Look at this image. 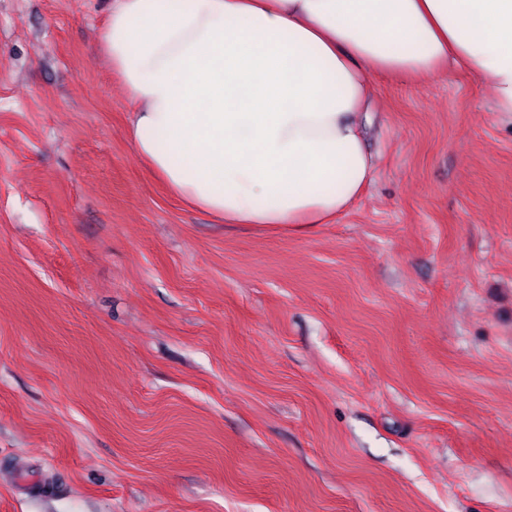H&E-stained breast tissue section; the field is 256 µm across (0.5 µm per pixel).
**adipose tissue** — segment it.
<instances>
[{"label": "adipose tissue", "instance_id": "1", "mask_svg": "<svg viewBox=\"0 0 512 512\" xmlns=\"http://www.w3.org/2000/svg\"><path fill=\"white\" fill-rule=\"evenodd\" d=\"M136 157L224 224H332L372 180L374 74L449 67L512 121V0H112Z\"/></svg>", "mask_w": 512, "mask_h": 512}]
</instances>
